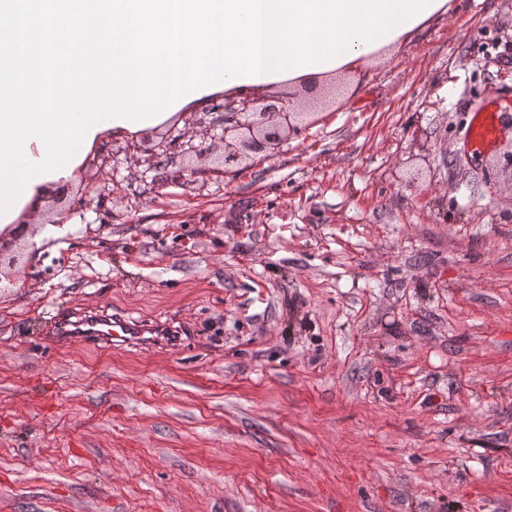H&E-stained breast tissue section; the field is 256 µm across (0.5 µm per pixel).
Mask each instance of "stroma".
I'll list each match as a JSON object with an SVG mask.
<instances>
[{"instance_id": "35a3bbf8", "label": "stroma", "mask_w": 512, "mask_h": 512, "mask_svg": "<svg viewBox=\"0 0 512 512\" xmlns=\"http://www.w3.org/2000/svg\"><path fill=\"white\" fill-rule=\"evenodd\" d=\"M512 0H453L231 170L207 108L103 143L0 287V512H512ZM207 149L198 174L180 142ZM106 308L172 350L58 344ZM499 110L494 95H488L487 103L471 114V119L466 130L467 142L478 151L482 145L492 142L498 135Z\"/></svg>"}]
</instances>
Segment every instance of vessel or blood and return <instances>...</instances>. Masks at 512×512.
Masks as SVG:
<instances>
[{
  "mask_svg": "<svg viewBox=\"0 0 512 512\" xmlns=\"http://www.w3.org/2000/svg\"><path fill=\"white\" fill-rule=\"evenodd\" d=\"M499 133V111L495 98L473 112L466 130L468 143L473 147L492 142ZM58 340L97 345L106 349L115 346L167 350L179 340V329L171 324L145 319H134L119 313L102 310L63 320L55 326Z\"/></svg>",
  "mask_w": 512,
  "mask_h": 512,
  "instance_id": "obj_1",
  "label": "vessel or blood"
}]
</instances>
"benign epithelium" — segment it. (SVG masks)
Listing matches in <instances>:
<instances>
[{"instance_id": "benign-epithelium-1", "label": "benign epithelium", "mask_w": 512, "mask_h": 512, "mask_svg": "<svg viewBox=\"0 0 512 512\" xmlns=\"http://www.w3.org/2000/svg\"><path fill=\"white\" fill-rule=\"evenodd\" d=\"M297 93L243 98L216 103L212 110L224 113L217 138L224 143V169L260 153H269L301 130L304 113L297 111Z\"/></svg>"}]
</instances>
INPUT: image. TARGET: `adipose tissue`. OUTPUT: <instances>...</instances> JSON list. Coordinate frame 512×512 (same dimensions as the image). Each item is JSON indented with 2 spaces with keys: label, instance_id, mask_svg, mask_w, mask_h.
I'll list each match as a JSON object with an SVG mask.
<instances>
[{
  "label": "adipose tissue",
  "instance_id": "1",
  "mask_svg": "<svg viewBox=\"0 0 512 512\" xmlns=\"http://www.w3.org/2000/svg\"><path fill=\"white\" fill-rule=\"evenodd\" d=\"M411 38L410 32H403L401 35L388 40L376 49L357 55L356 58L345 64L333 67L326 71L307 73L296 77L285 78L284 84L292 90H301L314 81H321L331 77H342L363 68L370 66L377 59L397 50ZM60 184L59 179H51L36 183L32 187V194L28 201L22 205L18 216L0 227V236L11 238L14 236H31L35 246H42L45 243H55L56 247H64L65 239L71 227L70 221L64 218H57L55 222L41 224L37 232H30L28 223L35 216L40 214L46 205L47 196Z\"/></svg>",
  "mask_w": 512,
  "mask_h": 512
}]
</instances>
